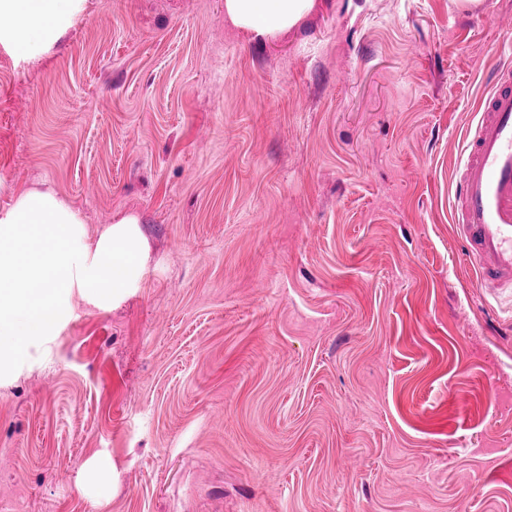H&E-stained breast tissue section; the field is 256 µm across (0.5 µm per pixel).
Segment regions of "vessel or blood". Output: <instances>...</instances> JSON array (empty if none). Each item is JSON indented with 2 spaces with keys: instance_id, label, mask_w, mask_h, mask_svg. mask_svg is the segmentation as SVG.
<instances>
[{
  "instance_id": "1",
  "label": "vessel or blood",
  "mask_w": 512,
  "mask_h": 512,
  "mask_svg": "<svg viewBox=\"0 0 512 512\" xmlns=\"http://www.w3.org/2000/svg\"><path fill=\"white\" fill-rule=\"evenodd\" d=\"M455 169L451 222L482 287L512 288V66L487 76Z\"/></svg>"
}]
</instances>
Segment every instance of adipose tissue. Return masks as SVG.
Instances as JSON below:
<instances>
[{
  "label": "adipose tissue",
  "instance_id": "ef3b65f1",
  "mask_svg": "<svg viewBox=\"0 0 512 512\" xmlns=\"http://www.w3.org/2000/svg\"><path fill=\"white\" fill-rule=\"evenodd\" d=\"M86 0H0V49L28 61L47 52ZM315 0H224V18L256 39L296 26ZM147 247L127 214L89 238L79 212L52 191L29 190L0 209V375L19 368L34 344L58 335L72 293L104 306L140 287Z\"/></svg>",
  "mask_w": 512,
  "mask_h": 512
}]
</instances>
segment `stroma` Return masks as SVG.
Segmentation results:
<instances>
[{"mask_svg":"<svg viewBox=\"0 0 512 512\" xmlns=\"http://www.w3.org/2000/svg\"><path fill=\"white\" fill-rule=\"evenodd\" d=\"M506 11L317 0L258 41L224 0H87L0 49V208L49 188L149 250L0 379V506L512 512V297L450 223Z\"/></svg>","mask_w":512,"mask_h":512,"instance_id":"1","label":"stroma"}]
</instances>
